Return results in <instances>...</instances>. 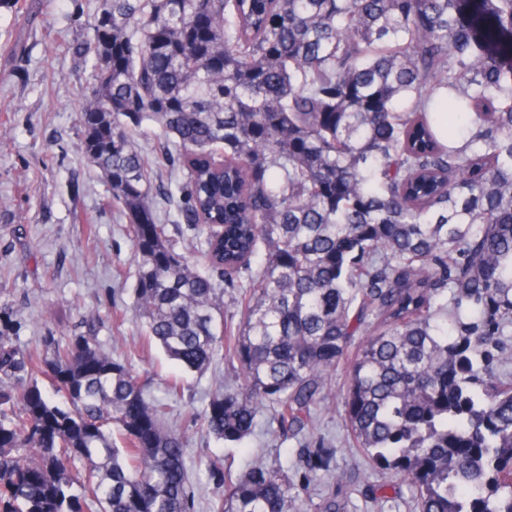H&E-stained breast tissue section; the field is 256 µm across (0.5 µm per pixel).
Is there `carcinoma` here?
I'll return each instance as SVG.
<instances>
[{
  "mask_svg": "<svg viewBox=\"0 0 512 512\" xmlns=\"http://www.w3.org/2000/svg\"><path fill=\"white\" fill-rule=\"evenodd\" d=\"M77 53L81 150L130 224L132 318L186 373L237 361L206 432L239 443L266 409L298 436L352 352L375 506L405 486L410 512H512L494 375L512 361V0H103ZM144 125L205 234L191 257L157 222ZM165 415L96 337L27 351L0 312V512H193ZM332 456L236 475L210 456L209 512H295ZM355 479L323 482L319 512H346Z\"/></svg>",
  "mask_w": 512,
  "mask_h": 512,
  "instance_id": "carcinoma-1",
  "label": "carcinoma"
}]
</instances>
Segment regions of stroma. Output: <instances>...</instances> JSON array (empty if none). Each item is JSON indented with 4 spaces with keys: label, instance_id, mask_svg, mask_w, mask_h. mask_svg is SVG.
Here are the masks:
<instances>
[{
    "label": "stroma",
    "instance_id": "stroma-1",
    "mask_svg": "<svg viewBox=\"0 0 512 512\" xmlns=\"http://www.w3.org/2000/svg\"><path fill=\"white\" fill-rule=\"evenodd\" d=\"M99 5L100 0H19L17 9L0 8V308L15 323L21 348L40 349L46 341L89 330L114 359L146 377V398L166 402L167 424L186 438L194 512H208L217 479L206 468L207 456H223L225 468L237 473L254 461L294 462L301 441L279 436L265 410L240 444L208 435L203 416L212 394L237 384L232 363L217 357L204 374L187 377L182 395L167 396L168 382L183 376L180 368L148 346L139 325L125 316L137 270L128 220L78 148L84 132L77 108L91 69L76 47ZM163 141L152 127L138 137L152 181L164 189L155 198L157 216L179 250H191L202 237L181 220L175 173L159 150ZM90 314L91 327L85 322ZM348 371V362L337 367L333 396L316 409L309 435L335 449L332 469L361 474L340 491L347 512H408L405 499L379 510L364 496L379 476L344 420Z\"/></svg>",
    "mask_w": 512,
    "mask_h": 512
}]
</instances>
